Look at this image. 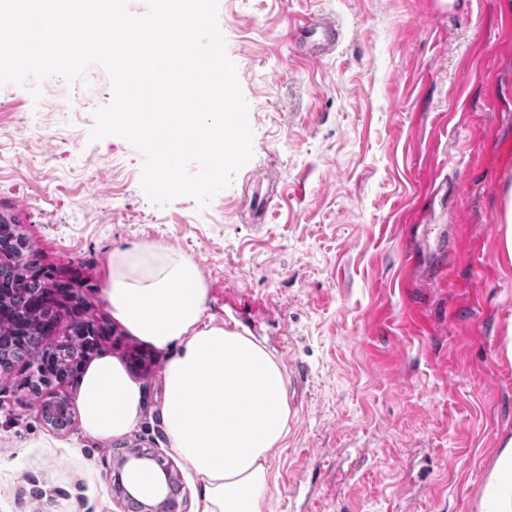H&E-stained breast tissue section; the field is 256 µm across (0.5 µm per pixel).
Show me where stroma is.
Instances as JSON below:
<instances>
[{"label": "stroma", "mask_w": 512, "mask_h": 512, "mask_svg": "<svg viewBox=\"0 0 512 512\" xmlns=\"http://www.w3.org/2000/svg\"><path fill=\"white\" fill-rule=\"evenodd\" d=\"M314 14L341 31L320 59L290 34ZM218 24L253 157L203 207L151 202L143 153L90 141L112 96L102 65L71 83L0 85V212L102 328L100 352L143 383L145 419L122 443L164 461L183 486L177 512H195L200 481L161 413L169 355L128 333L103 294L113 250L162 242L199 263L208 316L247 329L288 377L270 512H477L512 435L498 231L512 0H219ZM19 379L0 373V512H127L113 441L76 421L51 428Z\"/></svg>", "instance_id": "35a3bbf8"}]
</instances>
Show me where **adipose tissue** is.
<instances>
[{
    "instance_id": "obj_1",
    "label": "adipose tissue",
    "mask_w": 512,
    "mask_h": 512,
    "mask_svg": "<svg viewBox=\"0 0 512 512\" xmlns=\"http://www.w3.org/2000/svg\"><path fill=\"white\" fill-rule=\"evenodd\" d=\"M104 295L132 335L169 352L162 417L169 444L202 483L196 512H268L270 451L288 435L286 374L237 325L207 317L199 264L160 243L114 250ZM77 404L83 433L112 439L141 422L144 391L109 355L93 361ZM481 512H512V437L491 471Z\"/></svg>"
}]
</instances>
